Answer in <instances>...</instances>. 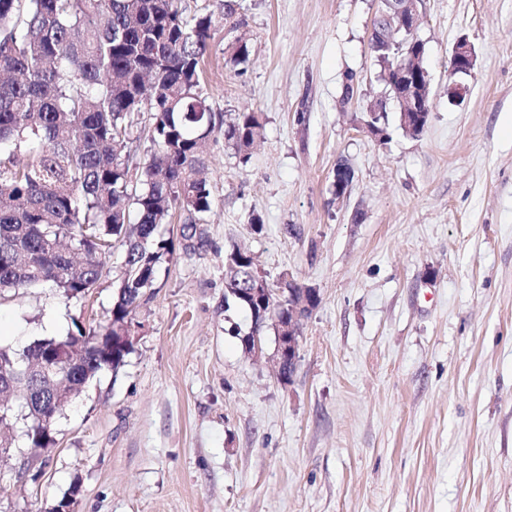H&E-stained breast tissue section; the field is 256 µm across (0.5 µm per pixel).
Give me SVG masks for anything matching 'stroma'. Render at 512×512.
Here are the masks:
<instances>
[{"mask_svg":"<svg viewBox=\"0 0 512 512\" xmlns=\"http://www.w3.org/2000/svg\"><path fill=\"white\" fill-rule=\"evenodd\" d=\"M179 6L214 21L213 112L259 113L264 135L246 164L223 134L206 143L202 244L159 264L133 353L66 408L48 462L0 458V512L70 491L74 512H512V0H419L431 119L383 142L359 122L376 100L398 110L370 46L379 0ZM461 37L476 63L453 102ZM341 159L354 178L339 200ZM236 246L320 295L288 382L274 329L245 353L250 323L224 308ZM124 254L102 255L79 302L0 293V344L107 323Z\"/></svg>","mask_w":512,"mask_h":512,"instance_id":"1","label":"stroma"}]
</instances>
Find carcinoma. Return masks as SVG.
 Segmentation results:
<instances>
[{
	"mask_svg": "<svg viewBox=\"0 0 512 512\" xmlns=\"http://www.w3.org/2000/svg\"><path fill=\"white\" fill-rule=\"evenodd\" d=\"M211 26L207 15L185 18L178 0H0V150H8L0 156V293L49 286L79 301L97 287L99 255L115 242L129 267L108 323L25 347L36 375L12 376L11 393L24 401L0 414L23 421L32 450L55 445V425L41 421L55 394H65L59 415L133 352L116 330L134 320L173 251L160 226L177 210L181 237L191 240L211 210L202 143L222 130L245 164L262 137L254 112L216 120L200 88ZM417 46L396 38L375 50L381 70L413 67ZM380 106L370 104L361 121L384 140L389 116H372ZM135 112L149 114L155 145L138 186L122 155ZM224 268V302L252 312L242 300L257 269L252 253L230 250ZM65 345L78 346L75 357L48 363Z\"/></svg>",
	"mask_w": 512,
	"mask_h": 512,
	"instance_id": "carcinoma-1",
	"label": "carcinoma"
}]
</instances>
